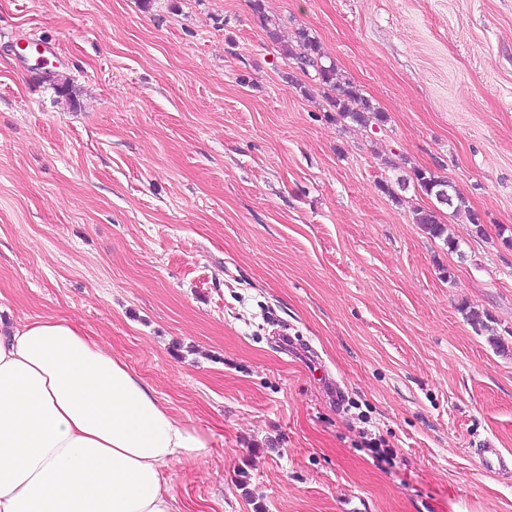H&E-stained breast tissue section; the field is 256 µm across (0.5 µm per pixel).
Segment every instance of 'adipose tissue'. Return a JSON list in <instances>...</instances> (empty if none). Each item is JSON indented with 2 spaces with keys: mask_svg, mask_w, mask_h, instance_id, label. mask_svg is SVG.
I'll return each mask as SVG.
<instances>
[{
  "mask_svg": "<svg viewBox=\"0 0 512 512\" xmlns=\"http://www.w3.org/2000/svg\"><path fill=\"white\" fill-rule=\"evenodd\" d=\"M207 448L67 321L0 336V512H177L170 467Z\"/></svg>",
  "mask_w": 512,
  "mask_h": 512,
  "instance_id": "1",
  "label": "adipose tissue"
}]
</instances>
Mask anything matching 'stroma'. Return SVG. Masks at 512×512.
I'll return each instance as SVG.
<instances>
[{
	"instance_id": "stroma-1",
	"label": "stroma",
	"mask_w": 512,
	"mask_h": 512,
	"mask_svg": "<svg viewBox=\"0 0 512 512\" xmlns=\"http://www.w3.org/2000/svg\"><path fill=\"white\" fill-rule=\"evenodd\" d=\"M262 7L384 122L251 0H0V328L70 322L206 436L179 512H512V0ZM416 168L456 250L379 188ZM252 6L268 36L280 44L284 56L292 59L297 68L310 75L324 91L329 108L342 119L360 126L369 127L384 122V113L375 108L368 99L361 96L359 89L350 83L332 63L325 65L319 44L307 30L298 28L288 37L279 20L262 11L260 0H253ZM293 42L297 48L293 47ZM332 92V93H330ZM412 175L410 179L413 182L414 190L433 201V205L430 207H417L412 211L413 223L419 224L430 238L442 239L449 249H456L458 243L448 233V225L443 220L442 207H454V210L458 212L462 210V206H465V202L446 178L437 176L423 168L413 169ZM443 200H450V205L444 204ZM483 448H476V452L482 461L484 468L491 472H499L512 469V455H505L500 448H495L492 443H486Z\"/></svg>"
}]
</instances>
